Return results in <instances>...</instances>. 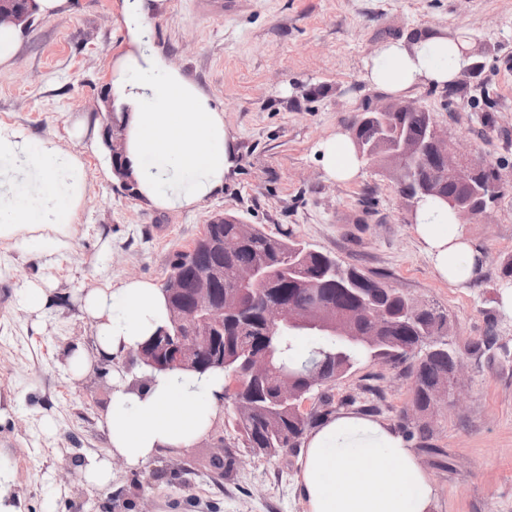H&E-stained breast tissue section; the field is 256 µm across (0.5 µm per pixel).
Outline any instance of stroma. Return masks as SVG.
I'll return each mask as SVG.
<instances>
[{"instance_id": "stroma-1", "label": "stroma", "mask_w": 512, "mask_h": 512, "mask_svg": "<svg viewBox=\"0 0 512 512\" xmlns=\"http://www.w3.org/2000/svg\"><path fill=\"white\" fill-rule=\"evenodd\" d=\"M148 23L156 50L223 112L234 140L236 166L223 190L183 210L131 195L97 144L102 98L127 47L122 0H64L53 15H35L12 60L0 64V126L77 156L87 184L63 247L0 245V392L17 399L12 422L0 426L11 502L16 512H111L137 475L153 512H307L296 451L268 458L236 448L234 469L221 476L197 444L114 469L109 486L87 484L73 459L108 452L101 413L109 384L95 371L81 380L68 371L71 351L93 346L81 299L129 278L163 283L172 255L226 214L272 235L291 230L443 310L458 347L492 326L512 336V320L491 322L502 262L512 257V187L489 219L469 221L483 268L459 291L420 250L384 169L368 166L357 183H339L325 177L315 152L349 127L365 99L397 98L364 79L366 60L382 45L417 30L462 29L484 49L478 78L459 77L452 94L417 86L400 98L427 109L466 153L511 171L512 0H237L230 13L212 0H155ZM477 83L486 100L472 98ZM25 281L44 288L50 305L28 311ZM365 386L380 391L378 420L403 428L411 394L402 365L368 360L337 380L329 392L337 412H350ZM462 391V407L437 413L429 446L418 451L435 489L433 512H512V367L473 363Z\"/></svg>"}]
</instances>
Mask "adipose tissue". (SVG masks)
I'll return each mask as SVG.
<instances>
[{"mask_svg": "<svg viewBox=\"0 0 512 512\" xmlns=\"http://www.w3.org/2000/svg\"><path fill=\"white\" fill-rule=\"evenodd\" d=\"M150 0H124L131 47L118 60L112 95L126 112V172L139 197L154 208L190 207L224 184L234 165L224 115L152 46ZM466 39L436 32L385 44L365 63L369 83L392 95L421 85L443 87L471 64ZM328 179L353 183L364 163L348 132L339 129L316 146ZM0 241L36 244L39 234L61 241L86 193L79 159L49 141L0 127ZM413 234L437 275L467 287L483 255L467 227L440 201L417 209ZM82 312L94 328L92 351L71 352V374L107 368L110 392L103 412L109 454L79 466L92 485L112 480V461L132 469L166 450L189 448L208 435L222 410L224 375L127 368L135 353L168 321L160 287L126 280L88 290ZM307 512H432L434 488L411 442L370 417L342 414L307 436L299 461Z\"/></svg>", "mask_w": 512, "mask_h": 512, "instance_id": "1", "label": "adipose tissue"}]
</instances>
